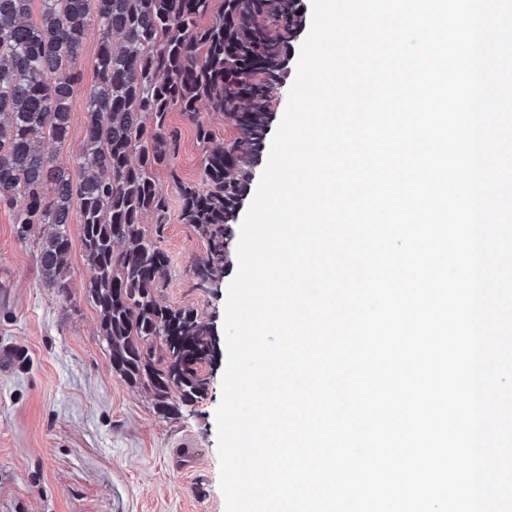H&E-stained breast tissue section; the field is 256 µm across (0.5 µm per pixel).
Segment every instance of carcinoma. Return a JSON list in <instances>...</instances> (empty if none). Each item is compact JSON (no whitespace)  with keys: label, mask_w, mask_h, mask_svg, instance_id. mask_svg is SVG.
Segmentation results:
<instances>
[{"label":"carcinoma","mask_w":512,"mask_h":512,"mask_svg":"<svg viewBox=\"0 0 512 512\" xmlns=\"http://www.w3.org/2000/svg\"><path fill=\"white\" fill-rule=\"evenodd\" d=\"M32 4L0 0V206L13 212L18 239L37 244L42 278L64 302L69 226L79 215L92 270L85 295L112 370L149 388L159 415L180 417L208 392L213 336L195 310L160 302L169 257L141 221L167 213L156 170L178 145L168 115L181 112L205 149L198 179L171 177L181 222L212 245L195 271L206 288L222 273L227 231L304 15L297 0H41L35 19ZM93 29L100 44L85 137L64 162L42 144L68 136L75 66ZM201 100L236 129L231 143L209 146Z\"/></svg>","instance_id":"carcinoma-1"}]
</instances>
